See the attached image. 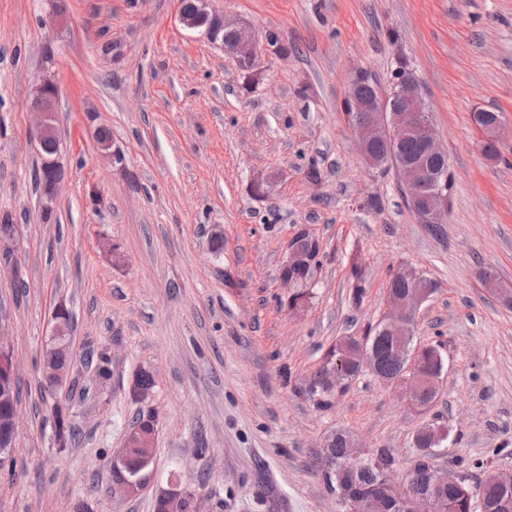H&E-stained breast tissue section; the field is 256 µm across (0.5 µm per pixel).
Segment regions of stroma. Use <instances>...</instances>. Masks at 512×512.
Instances as JSON below:
<instances>
[{
  "label": "stroma",
  "instance_id": "1",
  "mask_svg": "<svg viewBox=\"0 0 512 512\" xmlns=\"http://www.w3.org/2000/svg\"><path fill=\"white\" fill-rule=\"evenodd\" d=\"M206 6L255 28L264 47L252 69L184 27L181 0H65L68 23L55 29L42 22L49 0H0V213L20 237L16 264L0 260V345L15 355L20 388L0 512H154L173 481L193 492L195 512H336L321 452L338 429L361 453L388 449L397 482L429 423L449 430L435 468L455 467L472 486L512 471V306L501 297L512 290V0ZM402 62L452 174L437 236L407 207L396 170L366 167L343 111L355 72L386 92ZM47 73L66 172L48 215L29 109ZM486 110L502 114L494 159L473 121ZM100 126L124 167L100 149ZM259 181L265 193H254ZM302 230L319 254L309 279L286 284L280 269ZM355 257L365 269L357 305ZM481 264L500 294L476 279ZM400 268L435 285L415 339L443 345L436 402L418 410L362 372L317 408L300 386L337 338L383 319ZM299 291L308 304L295 315L288 299ZM61 301L73 316V388L53 398L41 355ZM102 352L106 380L87 362ZM142 371L154 384L141 397ZM58 401L80 433L65 449ZM141 412L154 418L153 478L123 496L112 491V454Z\"/></svg>",
  "mask_w": 512,
  "mask_h": 512
}]
</instances>
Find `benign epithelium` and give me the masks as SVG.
<instances>
[{
  "mask_svg": "<svg viewBox=\"0 0 512 512\" xmlns=\"http://www.w3.org/2000/svg\"><path fill=\"white\" fill-rule=\"evenodd\" d=\"M180 23L193 30H200L211 42L224 43L225 51L235 55L246 68L254 65L258 52L259 41L255 32L243 25L229 24L214 13L205 10L198 12L195 19L179 13ZM234 34V38L224 41V35ZM365 77L362 71L357 72L349 82V91L344 103L349 112H370L372 120L366 125L351 124L359 144L360 153L368 167L378 169L383 167L382 160L371 152L374 141L385 136L399 142L408 132L419 131L424 142L425 153L429 156L446 157L445 151L440 147L430 114L425 112L421 93L407 78L402 77L396 82L398 93L403 98V108L392 111L387 108L383 97L377 95L371 98L361 96L359 89L363 84L361 78ZM56 97L46 99L39 107L33 109L38 116L35 127V138L42 142L43 138L55 131L54 115ZM400 183L407 196L421 204L419 221L423 224H445L448 217V171L439 170L435 173H426L415 165L402 164L398 166ZM431 294L427 288H416L403 297L392 296L388 300L387 323L396 333L398 353L401 357L407 356L409 336L413 335L414 315L418 306ZM63 325L55 321L49 339L42 352V375L49 387L57 388L62 385L69 375L70 365L61 361L59 350L61 345L56 336L61 333ZM15 380L13 353L0 347V401L11 399L12 384ZM442 372L425 373L418 369L410 370V375L395 379L396 387L404 388L406 401L414 405L424 390L439 389ZM151 479V475H142L134 472L114 481L112 489L125 496H133L142 491L144 482ZM398 500L399 512H420L421 502L409 491L407 484L403 483L393 488ZM188 493L181 488L180 483L170 484L169 488L159 495L155 504V512H183Z\"/></svg>",
  "mask_w": 512,
  "mask_h": 512,
  "instance_id": "7a95c632",
  "label": "benign epithelium"
}]
</instances>
